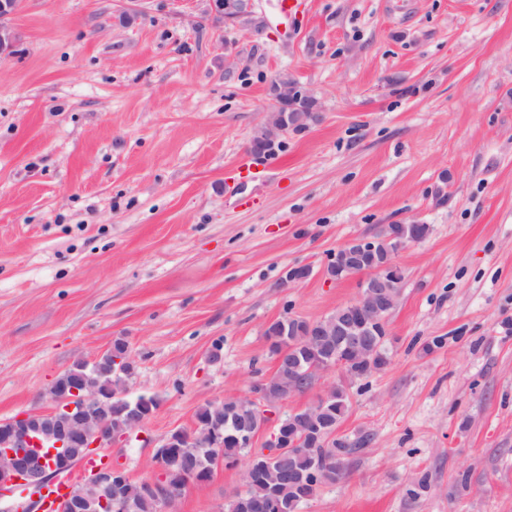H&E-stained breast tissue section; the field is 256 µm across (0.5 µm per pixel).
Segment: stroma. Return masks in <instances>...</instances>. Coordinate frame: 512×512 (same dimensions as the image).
<instances>
[{"label": "stroma", "mask_w": 512, "mask_h": 512, "mask_svg": "<svg viewBox=\"0 0 512 512\" xmlns=\"http://www.w3.org/2000/svg\"><path fill=\"white\" fill-rule=\"evenodd\" d=\"M303 2L224 26L203 0H22L0 61V420L125 339L126 396L158 409L96 455L149 478L169 431L273 373L267 324L357 298L326 275L338 247L415 221L390 360L338 428L363 445L301 512H512V0ZM281 73L319 119L258 161ZM239 486L220 469L177 512H227Z\"/></svg>", "instance_id": "stroma-1"}]
</instances>
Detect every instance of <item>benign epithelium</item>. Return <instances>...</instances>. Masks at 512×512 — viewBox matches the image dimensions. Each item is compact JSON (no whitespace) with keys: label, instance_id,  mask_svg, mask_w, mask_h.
<instances>
[{"label":"benign epithelium","instance_id":"1","mask_svg":"<svg viewBox=\"0 0 512 512\" xmlns=\"http://www.w3.org/2000/svg\"><path fill=\"white\" fill-rule=\"evenodd\" d=\"M205 2V16L223 25L247 21L253 16V0ZM20 4L21 0H0V58L17 52L18 36L12 19ZM273 89V109L266 122L257 127L250 138L249 153L256 159L269 155L289 131L305 129L318 118L311 93L295 79L280 75L275 79ZM418 227L417 223L384 224L371 237H354L342 244L336 250V256L345 271L344 278L359 277L357 299L339 306L327 317L303 321L298 331L301 339L273 354L274 369L297 368V349L318 345L325 351V356L312 368L313 374L339 370L345 389L348 382L363 379L360 369L370 370L377 360L374 337L388 335L389 316L401 298L402 288L390 284L399 269L397 255L407 245L421 240ZM109 362L116 366L117 373L132 378L135 357L130 351L112 359L102 354L93 360L92 365ZM275 378L274 374L261 377L250 386L251 399L267 417L282 404V400L268 402L264 399V388ZM329 393L327 389L313 404L291 412L298 423L294 433L282 430L281 421H276L263 451L255 448V443L265 431L264 425L257 428L247 420H238L232 439L240 447L252 449L254 454L265 457L272 453L280 461L291 453L306 454L316 459L317 447L335 439L338 430V426L319 419L321 403L326 401ZM48 399L52 404L48 410L21 413L0 421V501L10 498L18 487L29 495L26 503H13L5 512H36L42 493L58 475L69 472L76 464L78 456L72 449L110 448L128 436L126 432L112 430V391L91 380L67 381L57 387L53 385L48 390ZM130 412V430L134 431L154 415L155 409L148 398L142 397L133 401ZM223 446L224 429L217 418L206 423L197 422L190 431H171L155 452V459L160 465L158 472L140 482L139 492L152 498L156 512H175L187 486L209 481L214 469L210 468L202 475L195 467L184 474L183 484L175 486L166 480L167 468L181 464L190 449ZM46 455L56 459L48 469L44 466ZM322 471L321 463L317 461L307 476L280 467L257 469L249 462L241 472V480L247 485L262 479L273 490L283 475L291 483L301 485L317 479ZM130 481L129 474L121 467H100L70 490L59 503V512H91L94 505L106 506L116 499L123 502V512H136L137 498L125 491ZM234 500L238 502L240 512H274L278 509L273 493L263 500L236 494Z\"/></svg>","mask_w":512,"mask_h":512}]
</instances>
